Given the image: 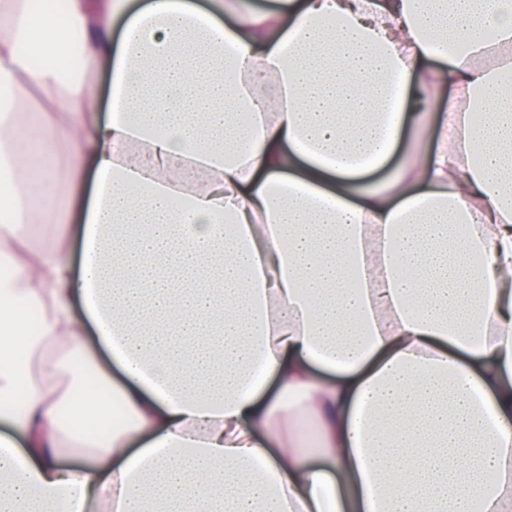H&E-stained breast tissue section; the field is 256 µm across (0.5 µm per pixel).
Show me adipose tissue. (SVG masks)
Instances as JSON below:
<instances>
[{
	"label": "adipose tissue",
	"mask_w": 512,
	"mask_h": 512,
	"mask_svg": "<svg viewBox=\"0 0 512 512\" xmlns=\"http://www.w3.org/2000/svg\"><path fill=\"white\" fill-rule=\"evenodd\" d=\"M237 11L0 0V512H512V0Z\"/></svg>",
	"instance_id": "ef3b65f1"
}]
</instances>
